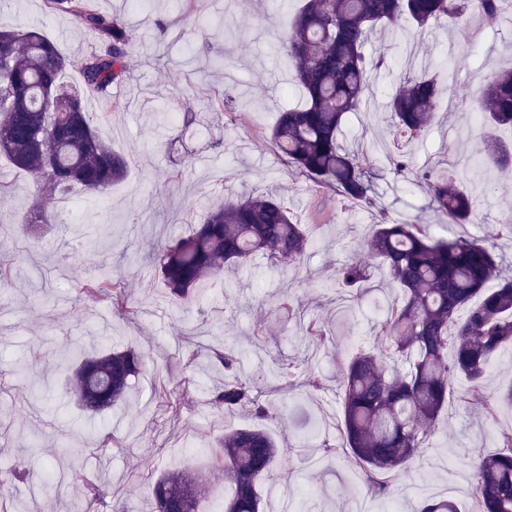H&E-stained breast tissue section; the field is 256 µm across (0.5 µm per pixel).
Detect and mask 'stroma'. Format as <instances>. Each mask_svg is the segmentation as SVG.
Returning a JSON list of instances; mask_svg holds the SVG:
<instances>
[{"label":"stroma","mask_w":512,"mask_h":512,"mask_svg":"<svg viewBox=\"0 0 512 512\" xmlns=\"http://www.w3.org/2000/svg\"><path fill=\"white\" fill-rule=\"evenodd\" d=\"M299 0H196L182 15L178 0H102V8L124 16L134 33L129 73L111 100L86 98L89 111L109 113L98 127L114 150L124 153L129 176L99 199L72 188L65 199L44 200L36 178L0 161V498L26 502L31 512H150L149 492L157 476L180 468L195 475L205 495L202 512H222L228 487L213 469L211 455L225 426L260 427L281 445L272 474L261 483L264 512H276L285 495L292 512H417L429 498H450L470 512L472 491L462 474H475L481 455L497 449L496 432L512 427V407L496 419L464 397L468 383L456 379L435 430L422 452L393 479L385 494L370 491L360 469L342 449V413L335 387L307 397L299 382L309 371L335 376L336 361L380 345L375 292L364 294L362 317L339 324L332 281L345 264L368 254L361 238L372 222L370 209L340 202L332 191H315L258 132L269 130L279 112L298 101L292 67L278 52ZM0 25L38 26L69 58L67 80L79 83V63L92 38L65 13H49L45 0H0ZM431 63L456 65L458 85L478 86L489 67L512 66V14L496 29L471 20L467 28L443 17L411 42L396 41L393 68L377 74L368 111L352 114L346 148L383 137L388 116L383 105L403 69L408 44ZM243 90L233 125L202 111L203 99ZM429 132L416 162L436 169L466 159L464 110L449 111ZM197 113L187 128L174 131L161 113ZM378 205L397 221L422 218L437 236L456 225L434 218L426 188L394 181L386 155L377 153L370 173ZM479 202L467 231L496 244L512 263V240L499 237L512 210V172L487 170L469 178ZM278 193L289 210L308 221L312 204L335 215L315 235L307 266L313 284L283 283L262 265L245 267L229 288L204 290L202 298L171 301L155 260L157 246L188 235L191 207L217 206L251 192ZM43 201L51 224L34 228L26 218ZM98 225L96 240L76 243L75 233ZM111 271L127 290L133 316L111 299H92L82 285ZM289 289L293 308L319 315L332 333L311 358L308 345L293 335L288 311L270 307L268 294ZM233 342L245 352L244 375L253 376L263 399L278 406L275 418L257 420L248 411L226 417L206 404L208 390L224 375L208 365L207 349ZM132 348L145 370L132 383L122 406L94 422L68 390L74 367L84 357L110 348ZM199 354L189 363V351ZM111 449L99 446L101 433ZM95 493H88V486Z\"/></svg>","instance_id":"1"}]
</instances>
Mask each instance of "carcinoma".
I'll return each instance as SVG.
<instances>
[{
  "label": "carcinoma",
  "instance_id": "obj_1",
  "mask_svg": "<svg viewBox=\"0 0 512 512\" xmlns=\"http://www.w3.org/2000/svg\"><path fill=\"white\" fill-rule=\"evenodd\" d=\"M53 12L70 15L98 40L80 69L83 90L65 81L67 60L58 47L36 29H0V156L35 175L50 193L62 198L75 185L100 196L126 177L129 162L112 149L96 126L105 113L88 111L83 96L108 98L112 86L128 74L126 58L133 33L125 21L98 8V0H47ZM512 12V0H303L278 47L293 68L294 85L304 103L280 113L264 136L284 161L316 189H331L351 203L370 201L368 150L347 152L340 140L350 115L368 106L372 75L391 69L387 55L370 58L367 44L384 33L403 37L407 28H426L449 16L463 22L476 14L495 26ZM455 83L445 68L405 69L390 94V126L406 144L391 155L395 175L413 185L422 183L437 217L463 227L474 222L477 202L451 170L437 173L419 167L409 145L421 139L434 122L440 99ZM60 111H43L45 100ZM486 132L472 146L475 166H512V143L491 134L512 127V68L491 70L473 101ZM312 223L298 221L273 193L248 195L209 210L191 234L162 244L156 260L169 290L181 301L208 284L224 286V269L250 263L260 254L270 266L299 272L313 231L333 221L320 208ZM363 245L389 280L400 289L381 306L378 326L386 352L408 364L389 368L374 353L359 350L337 363L336 383L343 418L342 447L363 472L366 486L385 491L396 475L421 452L427 431L435 426L452 382L463 376L467 399L496 418L500 401L512 404V386L491 396L484 386L490 360L512 350V272L503 268L495 245L466 231L448 237L431 234L419 221L396 223L385 211L370 225ZM371 279L369 268L352 262L336 276V292L355 297ZM83 293L107 296L127 305L125 289L103 271L83 285ZM300 333L324 339L327 329L316 316L298 313ZM224 379L208 392L217 411L231 414L251 408L265 416L269 407L257 402L241 375L243 353L226 345L215 352ZM142 357L132 350H112L81 362L71 392L87 412L97 416L127 397L138 376ZM499 450L482 458L473 487L478 512H512V428L497 436ZM212 455L231 493L224 512H260L257 493L276 463L279 448L261 429H227ZM197 483L183 472H165L155 482V512L170 506L198 512V500L185 501ZM418 512H457L446 500L424 501Z\"/></svg>",
  "mask_w": 512,
  "mask_h": 512
}]
</instances>
